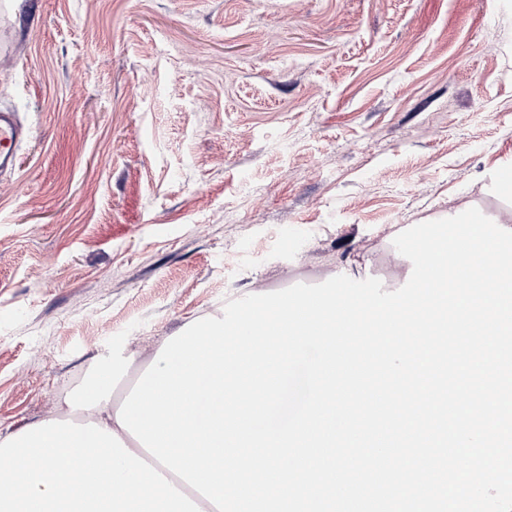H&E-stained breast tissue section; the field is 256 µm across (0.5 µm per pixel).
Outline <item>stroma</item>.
Masks as SVG:
<instances>
[{"label":"stroma","mask_w":512,"mask_h":512,"mask_svg":"<svg viewBox=\"0 0 512 512\" xmlns=\"http://www.w3.org/2000/svg\"><path fill=\"white\" fill-rule=\"evenodd\" d=\"M0 435L127 332L379 277L468 205L512 225V0H0ZM23 134L12 112H0V170L15 164V147Z\"/></svg>","instance_id":"1"}]
</instances>
